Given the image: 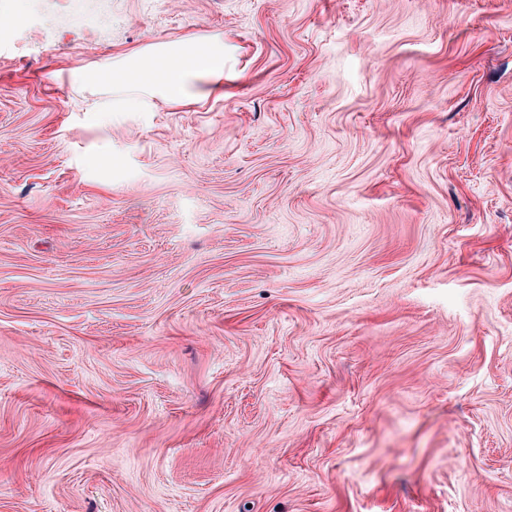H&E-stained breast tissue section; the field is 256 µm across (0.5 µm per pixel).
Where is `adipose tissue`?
<instances>
[{
  "mask_svg": "<svg viewBox=\"0 0 512 512\" xmlns=\"http://www.w3.org/2000/svg\"><path fill=\"white\" fill-rule=\"evenodd\" d=\"M224 79V38L214 35L173 50H159L140 57L121 73V82L131 92L130 108L141 106L138 97L145 88L160 89L170 100L181 101L199 94L200 83L221 84Z\"/></svg>",
  "mask_w": 512,
  "mask_h": 512,
  "instance_id": "ef3b65f1",
  "label": "adipose tissue"
}]
</instances>
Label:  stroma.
<instances>
[{
	"mask_svg": "<svg viewBox=\"0 0 512 512\" xmlns=\"http://www.w3.org/2000/svg\"><path fill=\"white\" fill-rule=\"evenodd\" d=\"M0 512H512V0H0ZM223 80V35H214L197 43L190 41L178 49L157 50L141 56L121 72L122 84L133 93L158 88L172 101L200 94V81L215 84V90H219Z\"/></svg>",
	"mask_w": 512,
	"mask_h": 512,
	"instance_id": "stroma-1",
	"label": "stroma"
}]
</instances>
